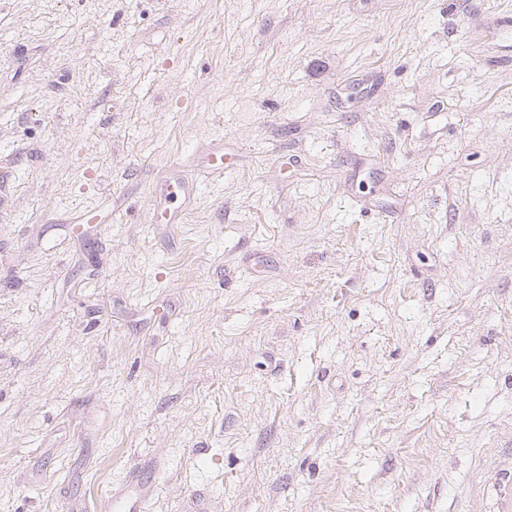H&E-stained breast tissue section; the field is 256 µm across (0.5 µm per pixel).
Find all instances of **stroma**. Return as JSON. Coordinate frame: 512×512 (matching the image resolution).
Instances as JSON below:
<instances>
[{
	"label": "stroma",
	"mask_w": 512,
	"mask_h": 512,
	"mask_svg": "<svg viewBox=\"0 0 512 512\" xmlns=\"http://www.w3.org/2000/svg\"><path fill=\"white\" fill-rule=\"evenodd\" d=\"M508 17L0 0V512H493ZM128 479L130 484L140 487L139 492L133 494L125 491L119 496H112V510H116L118 512H143L145 509L148 490L146 486H143L141 470L138 467L131 469Z\"/></svg>",
	"instance_id": "35a3bbf8"
}]
</instances>
